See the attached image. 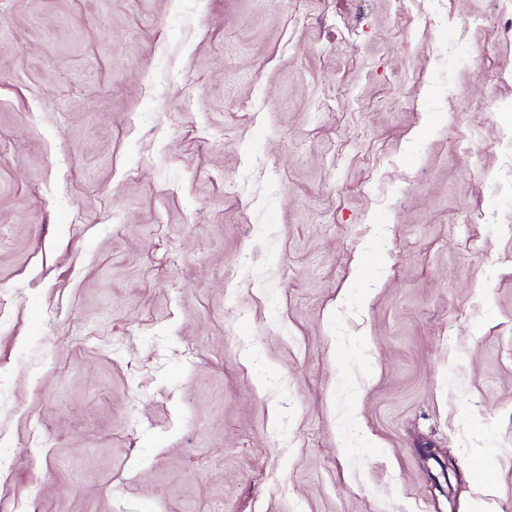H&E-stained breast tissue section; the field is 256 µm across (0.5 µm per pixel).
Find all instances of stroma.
Instances as JSON below:
<instances>
[{
  "instance_id": "stroma-1",
  "label": "stroma",
  "mask_w": 512,
  "mask_h": 512,
  "mask_svg": "<svg viewBox=\"0 0 512 512\" xmlns=\"http://www.w3.org/2000/svg\"><path fill=\"white\" fill-rule=\"evenodd\" d=\"M509 127L502 0H0V501L512 512Z\"/></svg>"
}]
</instances>
